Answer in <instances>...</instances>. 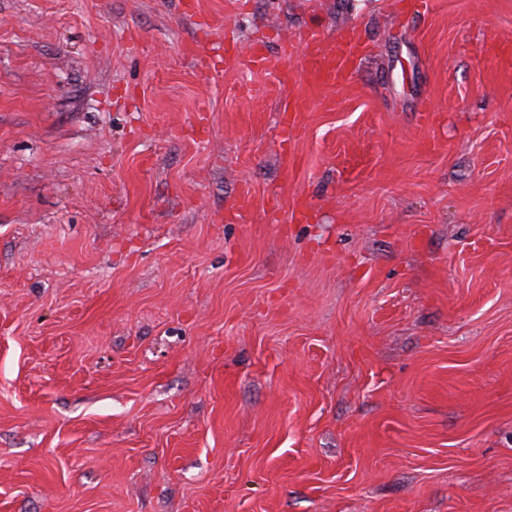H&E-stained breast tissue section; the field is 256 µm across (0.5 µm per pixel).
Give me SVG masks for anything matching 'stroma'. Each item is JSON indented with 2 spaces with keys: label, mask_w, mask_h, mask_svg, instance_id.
<instances>
[{
  "label": "stroma",
  "mask_w": 512,
  "mask_h": 512,
  "mask_svg": "<svg viewBox=\"0 0 512 512\" xmlns=\"http://www.w3.org/2000/svg\"><path fill=\"white\" fill-rule=\"evenodd\" d=\"M312 25L371 49L287 169ZM489 37L512 0H0V512H512Z\"/></svg>",
  "instance_id": "35a3bbf8"
}]
</instances>
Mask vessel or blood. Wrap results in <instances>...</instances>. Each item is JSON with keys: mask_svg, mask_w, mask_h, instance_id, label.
I'll list each match as a JSON object with an SVG mask.
<instances>
[{"mask_svg": "<svg viewBox=\"0 0 512 512\" xmlns=\"http://www.w3.org/2000/svg\"><path fill=\"white\" fill-rule=\"evenodd\" d=\"M364 45L359 34L344 30L336 37L324 38L311 29L300 46H288L286 63L277 70L275 79L280 87L299 86L296 94L286 95L278 115L280 148L293 141L298 127V115L313 104H324L331 92L347 84L356 71Z\"/></svg>", "mask_w": 512, "mask_h": 512, "instance_id": "vessel-or-blood-1", "label": "vessel or blood"}]
</instances>
